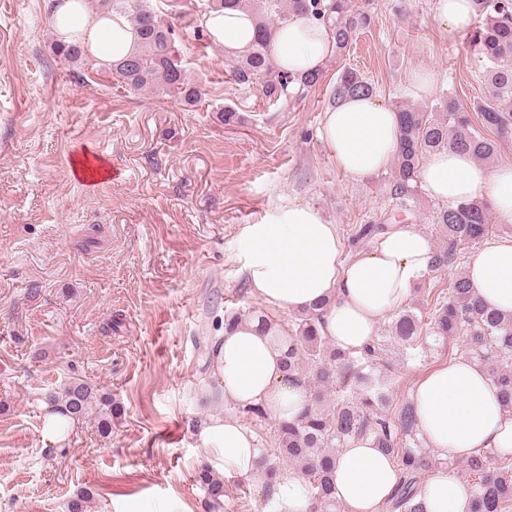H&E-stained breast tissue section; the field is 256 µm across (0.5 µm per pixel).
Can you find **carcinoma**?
Returning a JSON list of instances; mask_svg holds the SVG:
<instances>
[{
	"mask_svg": "<svg viewBox=\"0 0 512 512\" xmlns=\"http://www.w3.org/2000/svg\"><path fill=\"white\" fill-rule=\"evenodd\" d=\"M104 12L128 17L139 37L138 49L129 57L108 65L112 79L126 90L172 95L193 106L201 99L198 81L181 64L176 48V25L190 27L203 35V16L219 8H237L253 13L258 30L251 48L231 67V77L240 85L262 81L265 102L299 100L317 86L322 73L305 76L286 74L271 57V43L277 28L291 20L313 17L321 21L336 43V55H343L361 28L372 22L373 0H202L194 11L180 10L179 0H169L173 20L148 5V0H91ZM481 25L465 34L478 48L485 67L489 95L477 107L480 126L452 96L442 95L431 104L403 105L400 144L388 176L391 198L408 212L418 195V173L426 158L439 150L453 148L489 160L497 152L498 140L484 130L497 133L499 140L512 138V0H474ZM51 49L60 61L81 65L90 71L98 62L90 59L76 43L53 40ZM373 95L375 87L352 68L336 71L331 105L356 95ZM443 239L435 252L433 270L446 269L461 251L475 246L491 231L488 205L480 200L452 203L434 216ZM384 230L370 221L356 230L354 238L375 240ZM321 309L304 313L294 332L277 337L282 343V364L290 377L313 386L312 397L301 414L280 419L273 435V447L260 449L259 464L265 476L264 507L270 506L273 485L283 473L285 461L308 482L313 512H341L336 498L333 472L338 454L356 440L370 437L377 448L396 461L398 481L385 512H424L419 482L421 475L435 467L454 479L464 474L471 496L470 512H512V458L496 448H479L465 460H436L418 445L416 417L409 401L390 414V348L401 346L402 360L415 361L429 351L428 339L437 344L448 340L463 343L466 354L485 368L491 384L512 410V313H496L472 294L465 276L455 277L444 297H437L428 316L413 308L393 313L388 333L377 335L358 351H342L320 333ZM255 319L266 329L279 326L269 315L248 310L224 318L228 332L246 320ZM56 411L70 419L93 415L98 432H112V419L121 414L112 394L80 378L63 383L50 395ZM206 495L208 512L224 510V480L207 467L197 474Z\"/></svg>",
	"mask_w": 512,
	"mask_h": 512,
	"instance_id": "obj_1",
	"label": "carcinoma"
}]
</instances>
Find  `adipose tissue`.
Returning <instances> with one entry per match:
<instances>
[{"label":"adipose tissue","mask_w":512,"mask_h":512,"mask_svg":"<svg viewBox=\"0 0 512 512\" xmlns=\"http://www.w3.org/2000/svg\"><path fill=\"white\" fill-rule=\"evenodd\" d=\"M53 28L65 43L81 42L99 62L120 61L137 47L134 26L120 13L94 12L86 0H55ZM225 54L238 56L256 33L246 10L219 9L203 19ZM335 51L325 26L314 18L282 25L272 42L275 65L293 74L316 73ZM396 109L374 96H354L329 109L320 135L339 168L363 179L387 169L400 141ZM419 182L432 198L455 203L488 200L500 218L512 220V166L493 167L453 148L430 154ZM243 267L253 294L282 313L322 305L321 333L346 351L363 348L381 320L401 308L414 285L432 271L431 239L410 224H390L366 252L345 254L336 225L308 205L289 204L243 230ZM466 278L490 308L512 313V235L495 238L474 252ZM282 350L271 332L248 320L219 339L215 368L224 398L239 407L262 406L278 418H295L306 406L305 384L286 377ZM410 401L418 433L440 459L468 458L479 448L512 454V412L506 411L483 366L464 355L424 373ZM208 468L225 479L262 481L260 451L252 429L234 416L210 417L197 432ZM397 483V468L371 439L340 454L334 472L345 512H379ZM425 512H469L468 491L446 474L421 487ZM308 483L285 471L272 491L270 512H311Z\"/></svg>","instance_id":"adipose-tissue-1"}]
</instances>
